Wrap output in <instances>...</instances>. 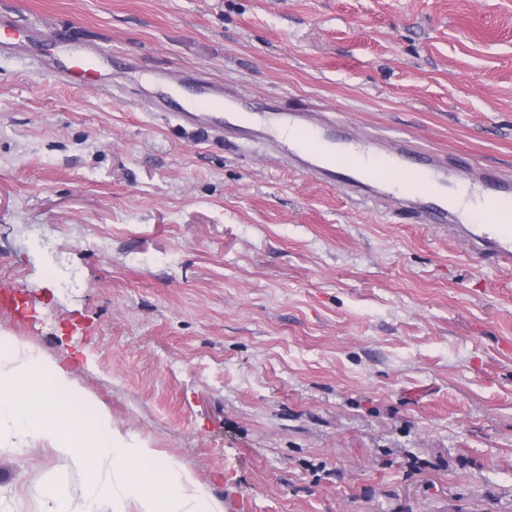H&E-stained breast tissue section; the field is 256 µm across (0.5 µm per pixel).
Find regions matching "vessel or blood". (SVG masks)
Masks as SVG:
<instances>
[{
    "instance_id": "vessel-or-blood-1",
    "label": "vessel or blood",
    "mask_w": 512,
    "mask_h": 512,
    "mask_svg": "<svg viewBox=\"0 0 512 512\" xmlns=\"http://www.w3.org/2000/svg\"><path fill=\"white\" fill-rule=\"evenodd\" d=\"M213 94L198 92L184 121L224 137L256 132L289 165L362 200H383L416 223L446 229L495 267L512 269V175L466 157L418 150L403 138L356 139L316 112H271L254 130L246 112H223ZM291 130L284 139L282 130Z\"/></svg>"
}]
</instances>
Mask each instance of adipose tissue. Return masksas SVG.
<instances>
[{"label": "adipose tissue", "mask_w": 512, "mask_h": 512, "mask_svg": "<svg viewBox=\"0 0 512 512\" xmlns=\"http://www.w3.org/2000/svg\"><path fill=\"white\" fill-rule=\"evenodd\" d=\"M87 393L63 366L0 338V444L43 440L82 471L91 502L110 512H224V503L146 439L113 426L105 408L76 411Z\"/></svg>", "instance_id": "ef3b65f1"}]
</instances>
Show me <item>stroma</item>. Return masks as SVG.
I'll list each match as a JSON object with an SVG mask.
<instances>
[{"label": "stroma", "mask_w": 512, "mask_h": 512, "mask_svg": "<svg viewBox=\"0 0 512 512\" xmlns=\"http://www.w3.org/2000/svg\"><path fill=\"white\" fill-rule=\"evenodd\" d=\"M8 27L0 336L81 414L224 512H512V270L157 103L214 86L512 173V0H0ZM59 28L111 60L56 81ZM54 487L82 512L47 443L0 447V512Z\"/></svg>", "instance_id": "35a3bbf8"}]
</instances>
